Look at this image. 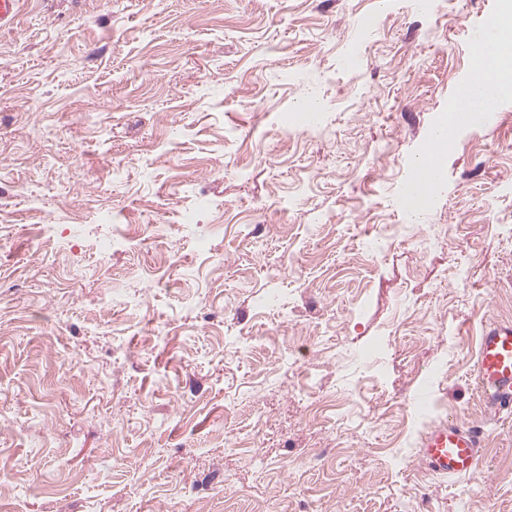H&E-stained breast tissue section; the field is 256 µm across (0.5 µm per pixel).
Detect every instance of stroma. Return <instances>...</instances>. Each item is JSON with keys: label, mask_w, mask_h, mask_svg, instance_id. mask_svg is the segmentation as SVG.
<instances>
[{"label": "stroma", "mask_w": 512, "mask_h": 512, "mask_svg": "<svg viewBox=\"0 0 512 512\" xmlns=\"http://www.w3.org/2000/svg\"><path fill=\"white\" fill-rule=\"evenodd\" d=\"M503 4L22 0L0 512H512V415L474 381L512 321V96L398 201ZM451 418L484 429L466 480L419 458ZM443 176V165L438 154H429L422 162H415L404 180L400 196L404 202L420 197L431 183L439 181Z\"/></svg>", "instance_id": "35a3bbf8"}]
</instances>
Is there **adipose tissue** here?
<instances>
[{
  "instance_id": "obj_1",
  "label": "adipose tissue",
  "mask_w": 512,
  "mask_h": 512,
  "mask_svg": "<svg viewBox=\"0 0 512 512\" xmlns=\"http://www.w3.org/2000/svg\"><path fill=\"white\" fill-rule=\"evenodd\" d=\"M475 64L492 75L488 87L471 82L466 85L468 110L476 118L497 98L512 94V11L502 12L495 19Z\"/></svg>"
}]
</instances>
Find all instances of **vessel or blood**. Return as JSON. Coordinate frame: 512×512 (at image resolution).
<instances>
[{"mask_svg": "<svg viewBox=\"0 0 512 512\" xmlns=\"http://www.w3.org/2000/svg\"><path fill=\"white\" fill-rule=\"evenodd\" d=\"M443 176L438 154H429L414 163L404 180L403 201L422 196L428 185ZM475 383L483 413L497 418L512 409V323L486 325L478 339ZM423 465L430 471L451 478H465L475 473L482 459L480 434L457 420L434 427L420 450Z\"/></svg>", "mask_w": 512, "mask_h": 512, "instance_id": "obj_1", "label": "vessel or blood"}]
</instances>
